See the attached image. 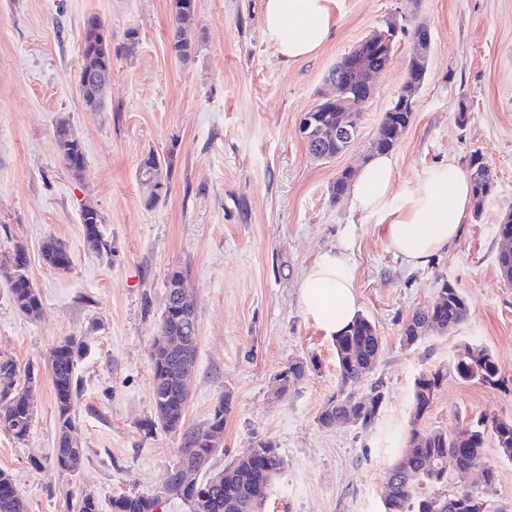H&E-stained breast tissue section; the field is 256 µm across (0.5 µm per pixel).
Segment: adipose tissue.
<instances>
[{"instance_id":"adipose-tissue-1","label":"adipose tissue","mask_w":512,"mask_h":512,"mask_svg":"<svg viewBox=\"0 0 512 512\" xmlns=\"http://www.w3.org/2000/svg\"><path fill=\"white\" fill-rule=\"evenodd\" d=\"M343 2L264 0L262 26L276 55L290 62L314 54ZM471 202L469 175L452 158L403 181L394 156L377 154L360 168L351 189L353 208L383 228L387 249L410 268L429 265L460 239ZM355 239L354 225H347L335 248L316 259L298 284L304 311L330 336L342 332L360 308L351 263Z\"/></svg>"}]
</instances>
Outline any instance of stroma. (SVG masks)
I'll return each mask as SVG.
<instances>
[{
  "instance_id": "stroma-1",
  "label": "stroma",
  "mask_w": 512,
  "mask_h": 512,
  "mask_svg": "<svg viewBox=\"0 0 512 512\" xmlns=\"http://www.w3.org/2000/svg\"><path fill=\"white\" fill-rule=\"evenodd\" d=\"M263 0H195L188 31L194 52L172 49L171 0H0V260L15 244L42 309L27 318L0 280V355L42 374L27 441L0 432V469L11 473L28 512H67L66 490L101 500L153 494L173 464L179 435L154 427L150 351L165 308L167 279L183 270L196 298L198 361L185 424L203 426L231 395L224 468L257 440L272 441L286 461L266 512H382L393 461L388 430L407 429L416 375L452 364L461 345L478 341L493 354L500 383L490 387L448 376L420 423L453 430L458 416L512 418V285L500 276L495 227L512 214V0H345L328 41L295 62L277 58L263 33ZM425 24L428 74L413 119L393 148L400 179L447 158L468 166L480 154L493 182L480 215L427 267L406 268L389 253L373 220L330 188L345 169L372 156L414 51L398 32L390 66L363 105L346 152L314 159L299 132L342 57L395 16ZM99 17L118 51L112 96L89 111L80 96L82 33ZM465 124H458L459 112ZM66 121L86 158L81 174L58 155L54 130ZM159 157L165 190L138 175ZM95 207L106 251L84 244L83 206ZM357 227L352 257L360 312L375 325L381 354L358 383L380 384L385 400L373 428L322 427L317 415L340 390L331 337L307 317L298 281L346 225ZM55 237L72 253L69 271L45 264L41 247ZM465 297L469 318L457 329L405 346L403 323L437 297L442 284ZM84 337L74 436L87 461L62 478L50 348ZM318 367L286 397L276 377L289 362Z\"/></svg>"
}]
</instances>
